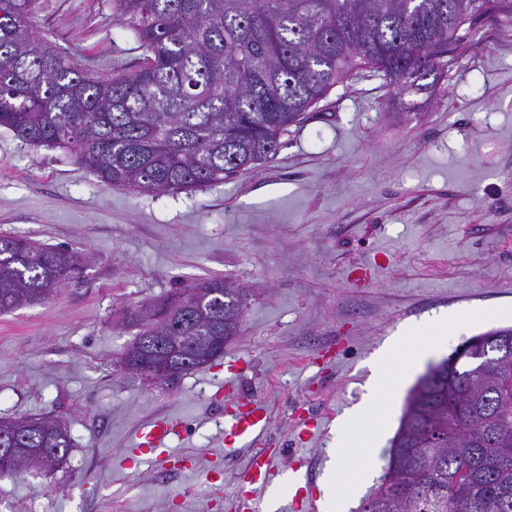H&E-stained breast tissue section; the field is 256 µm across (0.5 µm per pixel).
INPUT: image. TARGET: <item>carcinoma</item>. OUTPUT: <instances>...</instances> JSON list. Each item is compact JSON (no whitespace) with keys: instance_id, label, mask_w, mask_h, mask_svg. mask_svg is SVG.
I'll return each mask as SVG.
<instances>
[{"instance_id":"obj_1","label":"carcinoma","mask_w":512,"mask_h":512,"mask_svg":"<svg viewBox=\"0 0 512 512\" xmlns=\"http://www.w3.org/2000/svg\"><path fill=\"white\" fill-rule=\"evenodd\" d=\"M37 0H0V127L72 155L105 185L165 194L222 184L267 160L352 70L417 92L445 73L448 43L492 0H112L145 51L95 76L37 34ZM433 82H428V79ZM78 270L62 246L0 235V313L51 300ZM243 290L220 279L132 313L121 357L156 336L233 338ZM4 447L67 457L46 416L8 420ZM361 512H512V358L464 361L410 391L381 484Z\"/></svg>"}]
</instances>
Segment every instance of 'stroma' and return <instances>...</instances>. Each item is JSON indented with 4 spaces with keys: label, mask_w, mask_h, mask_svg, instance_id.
Instances as JSON below:
<instances>
[{
    "label": "stroma",
    "mask_w": 512,
    "mask_h": 512,
    "mask_svg": "<svg viewBox=\"0 0 512 512\" xmlns=\"http://www.w3.org/2000/svg\"><path fill=\"white\" fill-rule=\"evenodd\" d=\"M38 33L92 74L141 57L112 22V0H39ZM0 234L63 246L76 278L52 300L0 314V417L43 414L71 436L53 472L0 477V512H227L245 457L224 447L212 396L242 361L281 442L275 465L302 466L323 497L336 422L360 402L367 363L400 327L467 310L442 361L470 337L512 325V0L448 47L432 89L366 71L330 90L269 159L203 190L105 186L61 150L0 128ZM202 278L244 290L221 360L147 379L120 358L127 311ZM330 413L295 442L294 403ZM183 421L180 461L132 454L155 418Z\"/></svg>",
    "instance_id": "obj_1"
}]
</instances>
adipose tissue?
Masks as SVG:
<instances>
[{
    "instance_id": "ef3b65f1",
    "label": "adipose tissue",
    "mask_w": 512,
    "mask_h": 512,
    "mask_svg": "<svg viewBox=\"0 0 512 512\" xmlns=\"http://www.w3.org/2000/svg\"><path fill=\"white\" fill-rule=\"evenodd\" d=\"M443 333V327L428 324L404 330L373 359L367 399L349 410L336 430L332 465L323 476L328 512H346L348 499L362 491L366 482L364 467L390 413L389 399L406 377L440 349Z\"/></svg>"
}]
</instances>
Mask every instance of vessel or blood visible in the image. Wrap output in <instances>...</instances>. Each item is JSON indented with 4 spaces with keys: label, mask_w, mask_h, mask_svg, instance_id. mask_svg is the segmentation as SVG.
I'll list each match as a JSON object with an SVG mask.
<instances>
[{
    "label": "vessel or blood",
    "mask_w": 512,
    "mask_h": 512,
    "mask_svg": "<svg viewBox=\"0 0 512 512\" xmlns=\"http://www.w3.org/2000/svg\"><path fill=\"white\" fill-rule=\"evenodd\" d=\"M177 429L176 421L170 418L154 420L148 428L141 431L140 451L151 452L156 456H166V442ZM225 446L248 451L247 463L242 472L243 482L238 497L245 512H250L255 492L270 486L275 477L274 461L278 456L277 444L269 435V417L267 408L259 400L250 399L237 402L227 412V424L224 429ZM293 480L297 489L279 512H312L314 505L303 490L306 474L294 471Z\"/></svg>",
    "instance_id": "b4317fda"
}]
</instances>
